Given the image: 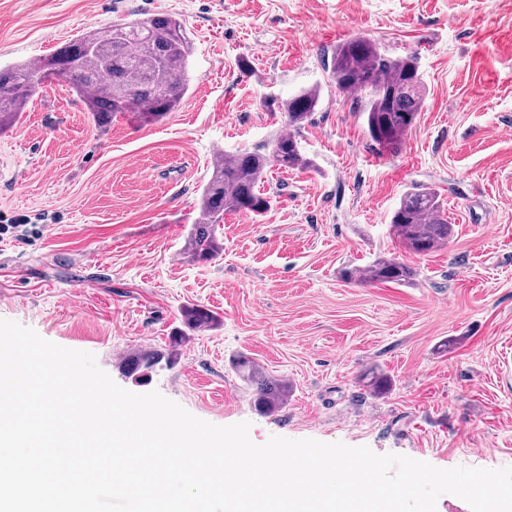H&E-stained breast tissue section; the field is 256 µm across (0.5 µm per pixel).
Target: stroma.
Masks as SVG:
<instances>
[{
    "instance_id": "35a3bbf8",
    "label": "stroma",
    "mask_w": 512,
    "mask_h": 512,
    "mask_svg": "<svg viewBox=\"0 0 512 512\" xmlns=\"http://www.w3.org/2000/svg\"><path fill=\"white\" fill-rule=\"evenodd\" d=\"M165 13L194 45L177 111L101 128L54 79L0 130V224L42 230L0 237V319L94 354L126 390L249 422L258 445L512 467V0H0V67ZM358 37L419 58L426 97L398 150L371 141L359 96L332 77L333 49ZM312 85L321 101L299 141L313 168L271 170L272 209L226 214L222 255L183 258L216 155L267 150L287 128L271 100ZM415 188L435 191L455 226L426 255L391 231ZM379 255L414 267V285L341 279ZM186 306L220 326L189 333L147 379L126 374L124 356L166 347ZM240 353L288 381L279 411L255 409ZM371 370L386 393L366 386Z\"/></svg>"
}]
</instances>
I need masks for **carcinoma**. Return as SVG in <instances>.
<instances>
[{
  "label": "carcinoma",
  "instance_id": "obj_1",
  "mask_svg": "<svg viewBox=\"0 0 512 512\" xmlns=\"http://www.w3.org/2000/svg\"><path fill=\"white\" fill-rule=\"evenodd\" d=\"M192 41L183 20L169 14L152 15L128 24L87 31L64 43L41 66L18 64L0 70V126L16 121L26 111L41 85L55 76L85 100L99 126H108L117 113L138 112L147 120L162 119L176 111L189 89L188 61ZM331 70L340 91L362 94L360 117L372 141L397 150L423 106L425 87L416 54L387 56L373 42L355 38L336 45ZM320 104V90L303 88L278 102L289 132L279 135L266 153L241 150L212 166L201 191L199 219L192 225L184 254L193 262L211 261L224 252L219 236L224 214L246 212L255 218L273 206L261 191L273 169L310 168L302 153L299 130ZM399 244L415 254H428L448 244L453 227L439 197L429 188L414 189L401 199L391 218ZM340 275L359 283L410 284L415 268L394 256H379L364 267L344 268ZM191 331L216 325V317L196 307L182 309ZM185 333L169 337L167 348L141 351L129 358L126 369L134 374L177 359ZM233 366L254 389L257 411L270 413L288 398V383L266 374L241 354Z\"/></svg>",
  "mask_w": 512,
  "mask_h": 512
}]
</instances>
